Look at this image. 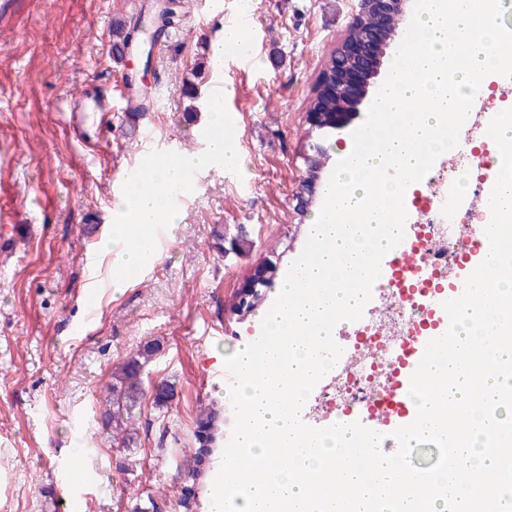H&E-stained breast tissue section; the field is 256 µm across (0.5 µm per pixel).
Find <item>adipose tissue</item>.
I'll return each instance as SVG.
<instances>
[{"instance_id":"ef3b65f1","label":"adipose tissue","mask_w":512,"mask_h":512,"mask_svg":"<svg viewBox=\"0 0 512 512\" xmlns=\"http://www.w3.org/2000/svg\"><path fill=\"white\" fill-rule=\"evenodd\" d=\"M226 157L223 138H214L207 153L186 155L163 163L138 191L118 197L112 204L113 239L100 245L102 252L111 253L113 268L128 272L139 267L150 250L149 232L154 225L177 222L179 213L169 206L167 197L184 190L186 169L204 167ZM500 167L498 156L490 157L485 167L486 173L496 183V190L486 203L482 225L493 244L486 267L494 271L496 277L490 282L485 276H477L475 286L480 290L489 286L499 294L512 296V225L497 219L499 213H512V175L501 174ZM471 409L469 419L453 431L455 445L461 451V462L470 469L480 471L499 467L501 458L494 450L487 448L484 436L492 428L501 426L502 420L490 417L487 411Z\"/></svg>"}]
</instances>
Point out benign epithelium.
<instances>
[{
    "mask_svg": "<svg viewBox=\"0 0 512 512\" xmlns=\"http://www.w3.org/2000/svg\"><path fill=\"white\" fill-rule=\"evenodd\" d=\"M407 0H357V10L346 33L332 51L333 73H325L315 88L306 112L311 129L324 133L339 130L346 115L359 111L369 87L381 71L387 49L399 36L398 19L405 15ZM306 157L307 176L296 193L299 208L307 207L315 192L327 152L311 144Z\"/></svg>",
    "mask_w": 512,
    "mask_h": 512,
    "instance_id": "benign-epithelium-1",
    "label": "benign epithelium"
}]
</instances>
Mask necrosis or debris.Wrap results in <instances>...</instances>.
<instances>
[{
	"label": "necrosis or debris",
	"instance_id": "necrosis-or-debris-1",
	"mask_svg": "<svg viewBox=\"0 0 512 512\" xmlns=\"http://www.w3.org/2000/svg\"><path fill=\"white\" fill-rule=\"evenodd\" d=\"M422 215L412 239L421 252L433 255L432 273L447 275L448 264L458 247L461 234L457 225L437 222L433 204L421 209ZM425 288L412 278L401 280L396 310L384 320L363 318L352 330L351 345L358 350V361L340 374L322 392L324 415L355 408L363 410L388 397V381L395 373L399 357L412 324H426L428 318L422 306Z\"/></svg>",
	"mask_w": 512,
	"mask_h": 512
}]
</instances>
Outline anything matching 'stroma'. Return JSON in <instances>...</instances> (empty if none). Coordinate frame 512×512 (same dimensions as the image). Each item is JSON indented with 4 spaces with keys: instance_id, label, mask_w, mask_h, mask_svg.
Here are the masks:
<instances>
[{
    "instance_id": "35a3bbf8",
    "label": "stroma",
    "mask_w": 512,
    "mask_h": 512,
    "mask_svg": "<svg viewBox=\"0 0 512 512\" xmlns=\"http://www.w3.org/2000/svg\"><path fill=\"white\" fill-rule=\"evenodd\" d=\"M159 0H9L0 15V181L16 198L0 217L15 237L0 243V512H57L47 473L75 436L90 441L83 467L97 473L73 491L65 512H130L146 494L166 512H207L214 469L233 425L224 358L261 332L258 316L299 256L306 211L292 195L306 170L305 122L313 88L343 37L356 0H251L255 63L226 62L190 102L183 83L194 60L233 21L240 0H204L196 24L158 41L149 55L115 60L117 24L148 17ZM136 80L152 110L142 138L127 128L118 86ZM90 81L117 111L111 129L65 123V90ZM233 111L234 164L186 171L178 223L164 227L158 254L133 280L100 250L112 236L116 187L152 148L207 152L196 138L210 96ZM241 237L225 254L219 238ZM263 270L256 308L236 310L242 284ZM95 303L86 306L85 293ZM143 365L148 391L136 409L138 441L112 447L103 415L116 367ZM172 390L167 407L149 391ZM219 414L218 448L201 456L191 510L179 504L183 469L199 448L197 417Z\"/></svg>"
}]
</instances>
